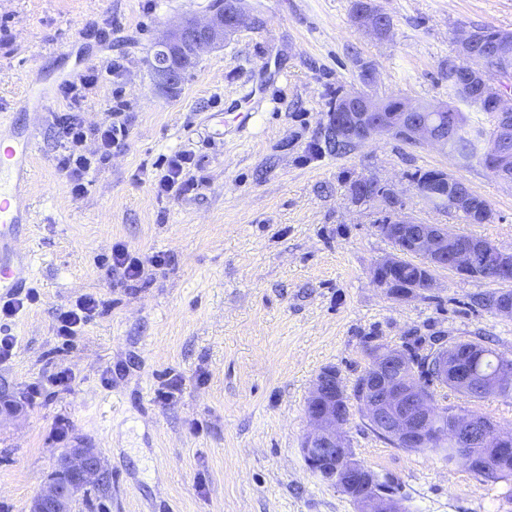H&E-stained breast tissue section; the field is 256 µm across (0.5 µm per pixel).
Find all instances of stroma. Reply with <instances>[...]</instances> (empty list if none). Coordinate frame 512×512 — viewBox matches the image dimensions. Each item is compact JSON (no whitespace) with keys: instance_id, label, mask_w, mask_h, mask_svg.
I'll list each match as a JSON object with an SVG mask.
<instances>
[{"instance_id":"stroma-1","label":"stroma","mask_w":512,"mask_h":512,"mask_svg":"<svg viewBox=\"0 0 512 512\" xmlns=\"http://www.w3.org/2000/svg\"><path fill=\"white\" fill-rule=\"evenodd\" d=\"M374 2L392 21L383 39L358 26L354 0H248L249 21L170 92L153 79V43L171 24L205 18L214 0H0V119L39 127L25 242L39 300L0 327L15 338L0 383L23 408L0 419V512H28L79 438L111 476L77 512H356L301 452L315 376L333 367L353 383L372 340L487 336L512 353V318L475 302L497 282L441 269L423 297L396 301L377 288L370 270L393 247L375 230L378 208L345 188L375 178L419 222L512 250V184L394 137L342 155L325 145L336 94L451 101L458 34L512 30V0ZM115 57L125 71L106 76ZM90 71L102 77L77 108L86 128L117 98L133 121L76 198L57 165L69 102L56 78ZM183 149L196 189L157 196L162 163ZM429 169L485 198L492 220L468 224L422 199L411 176ZM118 243L143 260L139 278L109 266ZM157 254L165 264L152 263ZM87 294L104 306L62 345L57 314ZM61 370L73 376L65 390L51 384ZM345 431L409 512H512L497 484L435 452L393 447L358 409Z\"/></svg>"}]
</instances>
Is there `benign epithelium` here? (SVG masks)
<instances>
[{
	"label": "benign epithelium",
	"mask_w": 512,
	"mask_h": 512,
	"mask_svg": "<svg viewBox=\"0 0 512 512\" xmlns=\"http://www.w3.org/2000/svg\"><path fill=\"white\" fill-rule=\"evenodd\" d=\"M245 2L225 0L224 7L214 11L208 19H184L163 31L154 43L157 83L171 89L179 85L182 72L170 65L171 55L183 52L196 60L203 52L224 45V41L245 23ZM381 16L382 11L373 7L361 12L357 22L373 34L380 26ZM471 42V31H462L456 40V55L469 61L472 78L483 82L492 71L491 59L472 53ZM344 100V111L332 116V128L337 138L359 143L394 136V122L383 116L381 101L363 93H349ZM402 119L410 143L448 150L446 128L455 125L456 117L448 111L446 104L420 107L409 103ZM491 149L498 156L502 180L511 184L512 166L507 161L512 153V125L504 123L496 128ZM347 194L353 201L359 198L385 200L389 206L384 215L386 223L375 225L377 233L404 236L431 269L451 265L459 273L481 267L504 272L512 270L511 250L500 247L474 249L462 244L459 235L449 232L442 224L416 221L406 213L403 199L387 183L377 181L367 186L358 183L347 190ZM451 203L463 216L476 206L474 196L465 188L456 191ZM402 250L404 247L401 246L373 265L370 271L372 282L395 300L413 298L436 288L433 277L424 280L420 287L409 289L382 276L381 270L400 264ZM401 364L402 355L396 348H382L370 354L365 369L368 398L363 411L380 430L410 445L439 434L437 424L446 419V414L421 395L417 379L402 372ZM347 394H352V390L343 386L336 374L322 372L316 376L306 406L309 431L301 448L308 464L340 490L364 480L369 471V467L350 454L345 431L347 418L336 406V396ZM503 434V430L493 431L467 413L457 414L450 427L454 440L468 445L495 443ZM345 457L348 458L346 465L336 464V459ZM107 479L108 472L98 449L87 443L74 445L60 456L45 488L31 501L29 512H74L81 486ZM363 505V512H405L394 489L387 496L365 498Z\"/></svg>",
	"instance_id": "benign-epithelium-1"
}]
</instances>
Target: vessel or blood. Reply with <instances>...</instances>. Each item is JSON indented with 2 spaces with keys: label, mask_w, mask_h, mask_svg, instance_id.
Returning a JSON list of instances; mask_svg holds the SVG:
<instances>
[{
  "label": "vessel or blood",
  "mask_w": 512,
  "mask_h": 512,
  "mask_svg": "<svg viewBox=\"0 0 512 512\" xmlns=\"http://www.w3.org/2000/svg\"><path fill=\"white\" fill-rule=\"evenodd\" d=\"M36 140L32 128L0 141V300L13 295L31 274L32 254L20 247L19 239L31 222V205L23 188Z\"/></svg>",
  "instance_id": "vessel-or-blood-1"
}]
</instances>
